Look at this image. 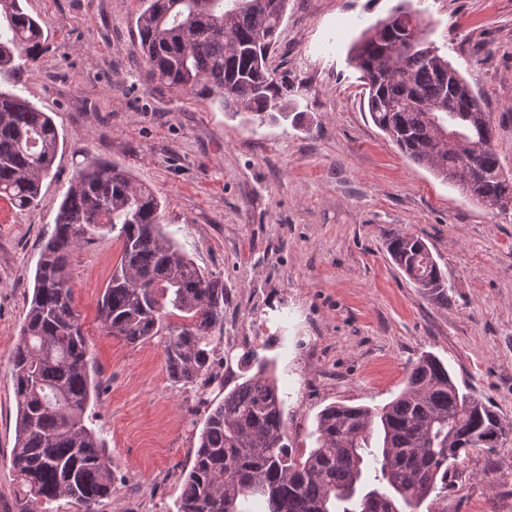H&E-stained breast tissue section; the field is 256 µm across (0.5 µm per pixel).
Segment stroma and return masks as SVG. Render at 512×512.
Wrapping results in <instances>:
<instances>
[{"instance_id":"obj_1","label":"stroma","mask_w":512,"mask_h":512,"mask_svg":"<svg viewBox=\"0 0 512 512\" xmlns=\"http://www.w3.org/2000/svg\"><path fill=\"white\" fill-rule=\"evenodd\" d=\"M402 3L479 96L512 170V0H289L270 68L287 77L299 116L262 126L149 81L136 49L143 0H26L48 49L17 90L52 116L64 148L35 209L0 198V512H13L17 492L10 356L63 194L91 159L158 193L171 238L227 296L214 381L201 394L170 378L164 336L128 344L103 332L97 301L119 260L113 234L97 231L73 252L70 285L100 384L85 423L115 478L98 512H177L206 406L239 383L251 350L273 362L298 449L315 447L325 406L384 405L425 353L512 423V215L404 158L373 123L348 61L361 33ZM401 233L428 245L447 303L390 258L386 242ZM452 480L429 512H512V434Z\"/></svg>"}]
</instances>
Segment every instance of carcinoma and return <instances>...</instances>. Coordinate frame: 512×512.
Segmentation results:
<instances>
[{
	"instance_id": "carcinoma-1",
	"label": "carcinoma",
	"mask_w": 512,
	"mask_h": 512,
	"mask_svg": "<svg viewBox=\"0 0 512 512\" xmlns=\"http://www.w3.org/2000/svg\"><path fill=\"white\" fill-rule=\"evenodd\" d=\"M136 18L138 49L159 88L214 97L232 117L288 120V82L267 59L288 0H145ZM404 6L353 45L374 123L403 155L487 203L512 204V174L493 142L477 95L448 79V59L407 27ZM403 40L412 53L388 61ZM44 48L39 22L22 0H0V74L21 73ZM453 122L440 137L435 116ZM64 145L53 119L14 91L0 90V197L19 210L37 206L43 180ZM162 203L121 168L91 161L66 190L43 245L32 296L12 352L17 407L11 464L15 512H96L114 478L102 441L84 422L98 385L74 305L72 252L98 230L116 233L121 253L98 300L108 336L139 344L168 331L170 377L206 387L213 380L214 336L224 324V280L201 270L164 230ZM387 250L422 294L448 302L445 278L426 243L396 235ZM177 315L176 327L165 319ZM508 424L447 366L422 355L405 367L404 388L382 407L332 404L317 416V447L288 446L284 399L264 364L224 394L207 415L177 512H418L448 493L462 457L491 453Z\"/></svg>"
}]
</instances>
